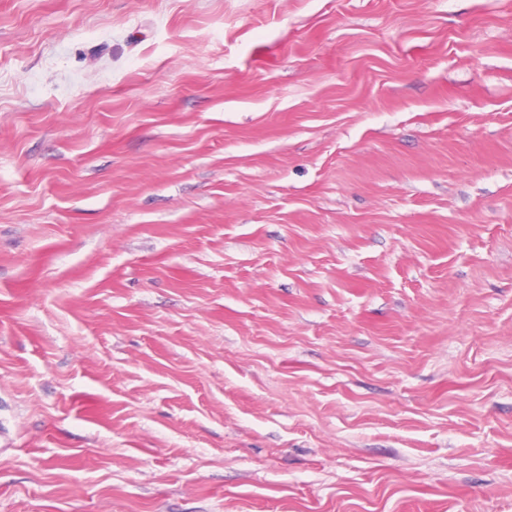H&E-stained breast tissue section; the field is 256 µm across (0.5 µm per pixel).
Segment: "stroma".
<instances>
[{"mask_svg": "<svg viewBox=\"0 0 512 512\" xmlns=\"http://www.w3.org/2000/svg\"><path fill=\"white\" fill-rule=\"evenodd\" d=\"M0 512H512V0H0Z\"/></svg>", "mask_w": 512, "mask_h": 512, "instance_id": "1", "label": "stroma"}]
</instances>
